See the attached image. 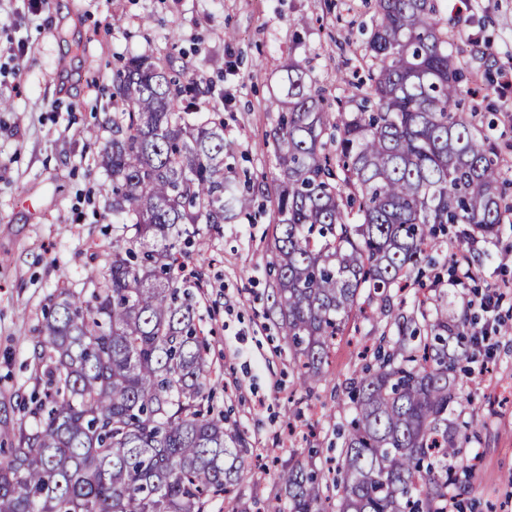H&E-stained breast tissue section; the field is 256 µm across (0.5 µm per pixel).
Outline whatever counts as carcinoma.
I'll list each match as a JSON object with an SVG mask.
<instances>
[{"label": "carcinoma", "instance_id": "cac0c4a2", "mask_svg": "<svg viewBox=\"0 0 512 512\" xmlns=\"http://www.w3.org/2000/svg\"><path fill=\"white\" fill-rule=\"evenodd\" d=\"M437 0H376L367 75L342 76L329 111L301 62L288 65L281 116L264 145L278 170L271 223L276 319L310 392L336 336L375 300L397 335L376 367L350 379L351 415L328 494L315 462L274 475L265 512H448V460L459 457L457 365L465 321L394 309L447 224L493 234L507 202L497 151L465 111L462 69ZM207 91L150 55L112 75L117 235L90 287L63 289L31 338L36 422L0 463V512H207L240 485L252 450L215 413V363L196 323L203 267L184 274L187 224L231 223L254 196L226 175L224 120L200 119Z\"/></svg>", "mask_w": 512, "mask_h": 512}]
</instances>
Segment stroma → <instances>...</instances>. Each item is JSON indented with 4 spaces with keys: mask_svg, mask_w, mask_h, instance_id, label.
<instances>
[{
    "mask_svg": "<svg viewBox=\"0 0 512 512\" xmlns=\"http://www.w3.org/2000/svg\"><path fill=\"white\" fill-rule=\"evenodd\" d=\"M448 36L460 47L485 132L498 147L512 198V95L487 93L512 81V0H438ZM374 0H0V446L32 427L21 404L34 389L32 336L57 293L86 287L112 242L111 178L100 155L112 138V74L123 58L147 54L210 89L206 111L224 119L226 162L237 180L254 178L255 220L191 227L192 264L207 285L196 298L217 371L213 404L244 431L250 448L338 458L336 428L349 418L337 401L354 371L372 362L375 337L395 326L375 307L352 318L307 393L296 385L288 344L266 309L276 288L274 226L267 186L277 170L261 143L275 127L279 81L288 61L310 64L328 101L340 76L358 71ZM235 31V40L224 38ZM421 282L394 297L405 314L432 289L451 320L474 318L479 344L461 382L459 512H512V223L497 236L448 225Z\"/></svg>",
    "mask_w": 512,
    "mask_h": 512,
    "instance_id": "1",
    "label": "stroma"
}]
</instances>
